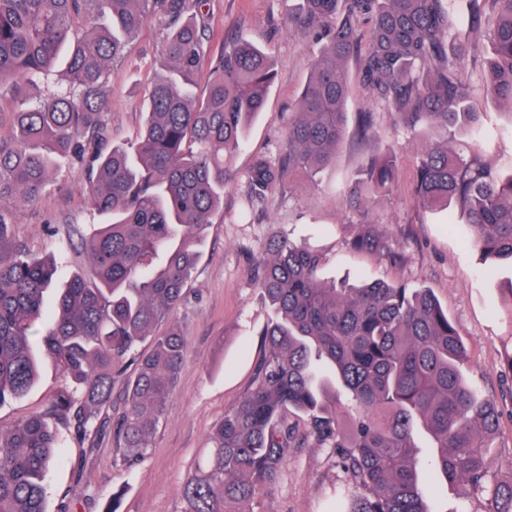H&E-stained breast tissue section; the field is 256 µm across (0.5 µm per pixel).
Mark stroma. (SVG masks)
<instances>
[{
    "instance_id": "stroma-1",
    "label": "stroma",
    "mask_w": 512,
    "mask_h": 512,
    "mask_svg": "<svg viewBox=\"0 0 512 512\" xmlns=\"http://www.w3.org/2000/svg\"><path fill=\"white\" fill-rule=\"evenodd\" d=\"M207 7L212 51H219L226 38L249 39L271 53L276 79L247 132L244 150L235 158L237 177L225 187L224 204L210 218L202 258L174 312L188 338L185 364L166 417L151 439L149 458L127 469L114 459L111 433L80 444L60 432L63 461L46 476L49 512H57L64 502L71 512H102L116 491L122 494L120 512H182L181 490L188 469L225 410L256 379L271 311L254 288L251 272L255 258L276 233L319 250L324 281L357 284L381 278L434 293L464 341L466 378L494 401L498 411L489 481L512 479V370L506 364L512 354V318L501 306L512 292V268L502 266L495 275H486L482 255L466 242L465 226L415 204L414 161L424 141L396 126L392 112L364 88L353 64L348 67L350 114L373 113L378 138L395 141L401 148L391 195L366 211L349 209L347 177L370 149L352 131L318 185L302 182L284 193L252 197L247 171L255 156L276 154L320 44L289 32L285 0H208ZM164 35L160 23H149L129 41L125 61L110 69L106 110L118 138L134 137L140 127L145 93L164 73L159 60ZM473 38L476 51L465 69L472 106L480 114L489 162L508 174L512 118L483 90L485 29H478ZM56 177L57 187L23 212L15 235L32 253L55 254L73 270L76 261L53 231L72 225L87 232L98 216L83 195L86 175L80 164L63 163ZM364 223L384 238L385 250L349 249V239ZM64 384L52 364H45L36 386L0 407V427L9 428L41 412ZM288 422L296 428L295 444L277 485L261 499L256 512H336L346 480L338 455L307 438L302 416L289 414Z\"/></svg>"
}]
</instances>
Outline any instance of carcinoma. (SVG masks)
<instances>
[{"label": "carcinoma", "mask_w": 512, "mask_h": 512, "mask_svg": "<svg viewBox=\"0 0 512 512\" xmlns=\"http://www.w3.org/2000/svg\"><path fill=\"white\" fill-rule=\"evenodd\" d=\"M289 23L323 41L289 114L280 155L257 156L252 192L286 191L336 161L347 132L355 59L366 88L398 125L426 138L415 158V203L469 228L488 270L512 266V174L478 150L456 148L478 113L464 78L461 31L489 12L487 95L512 109V0H292ZM207 0H0V88L64 79L35 103L20 100L0 134V406L28 393L49 359L68 383L41 412L0 428V512H48L46 472L58 461L57 427L84 442L111 429L116 458L143 464L164 418L187 336L173 313L202 254L209 216L235 178L231 158L263 111L276 73L247 40L208 52ZM372 16L367 39L358 22ZM165 27V75L144 100L133 141L116 145L105 111L110 66L148 22ZM207 74L203 94L198 79ZM374 142L350 179L359 209L389 194L399 148L376 141L372 114L357 128ZM84 166L88 204L101 217L73 246L87 266L63 271L17 241L14 225L54 182L57 161ZM356 252L385 249L353 235ZM322 257L274 236L253 280L273 310L253 388L224 412L186 475L182 512H255L277 483L295 440L286 421L305 417L320 448L341 457L361 490L346 512H431L429 485L464 500L490 493L489 512H512V481L488 489L495 408L470 387L466 350L428 288L378 280L326 284ZM168 323L164 332L155 328ZM124 402L110 418L112 393ZM432 440L430 473L417 435Z\"/></svg>", "instance_id": "carcinoma-1"}]
</instances>
